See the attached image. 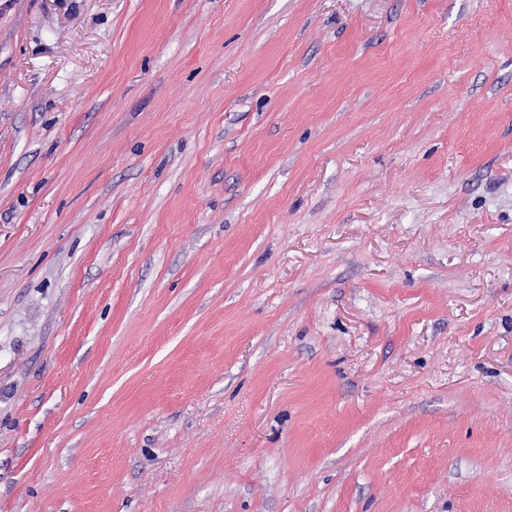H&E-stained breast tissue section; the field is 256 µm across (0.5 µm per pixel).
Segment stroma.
Listing matches in <instances>:
<instances>
[{
	"label": "stroma",
	"mask_w": 512,
	"mask_h": 512,
	"mask_svg": "<svg viewBox=\"0 0 512 512\" xmlns=\"http://www.w3.org/2000/svg\"><path fill=\"white\" fill-rule=\"evenodd\" d=\"M0 512H512V0H0Z\"/></svg>",
	"instance_id": "obj_1"
}]
</instances>
